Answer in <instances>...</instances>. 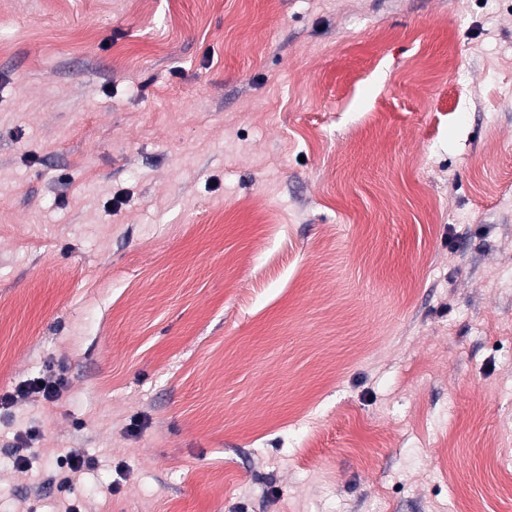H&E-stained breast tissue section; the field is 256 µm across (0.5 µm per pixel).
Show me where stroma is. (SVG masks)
Wrapping results in <instances>:
<instances>
[{"label":"stroma","mask_w":512,"mask_h":512,"mask_svg":"<svg viewBox=\"0 0 512 512\" xmlns=\"http://www.w3.org/2000/svg\"><path fill=\"white\" fill-rule=\"evenodd\" d=\"M0 354V512H512V0H0ZM40 383H43V386H40ZM64 385L65 379L61 374H50L44 378L27 380L19 383L13 393H7L1 397L0 403L8 405L19 399L34 398L43 402L48 409H53L59 404Z\"/></svg>","instance_id":"stroma-1"}]
</instances>
